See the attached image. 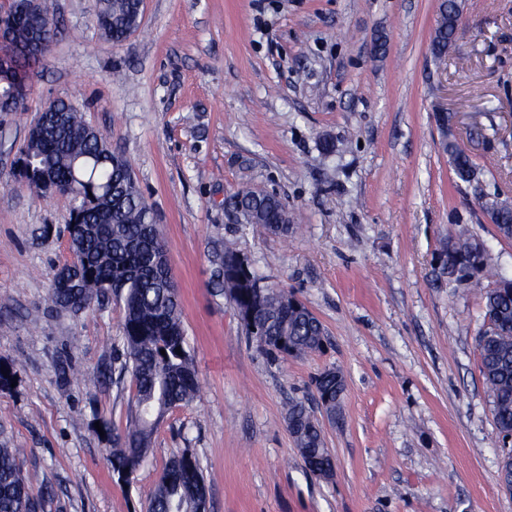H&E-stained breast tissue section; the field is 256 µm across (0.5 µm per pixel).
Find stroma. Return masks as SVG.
Listing matches in <instances>:
<instances>
[{"instance_id":"35a3bbf8","label":"stroma","mask_w":512,"mask_h":512,"mask_svg":"<svg viewBox=\"0 0 512 512\" xmlns=\"http://www.w3.org/2000/svg\"><path fill=\"white\" fill-rule=\"evenodd\" d=\"M57 34L23 108L0 112V443L21 449L43 512H146L166 461L196 456L207 512H512L477 338L488 281L450 285L448 235L477 236L512 278V240L480 207L512 198V0H464L453 47L430 54L439 0H144L115 45L98 0H54ZM78 104L128 163L166 241L199 392L168 411L126 480L109 462L134 390L115 300L55 310L71 259L69 200L17 175L47 100ZM480 170L456 177L435 115ZM278 195L293 227L237 223L230 197ZM232 239L263 285L321 321L323 351L272 359L217 295L212 253ZM342 370L336 463L311 474L287 430L294 399Z\"/></svg>"}]
</instances>
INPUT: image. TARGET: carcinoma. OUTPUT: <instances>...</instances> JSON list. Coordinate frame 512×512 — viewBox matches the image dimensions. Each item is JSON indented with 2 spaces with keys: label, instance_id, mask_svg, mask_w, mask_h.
Instances as JSON below:
<instances>
[{
  "label": "carcinoma",
  "instance_id": "carcinoma-1",
  "mask_svg": "<svg viewBox=\"0 0 512 512\" xmlns=\"http://www.w3.org/2000/svg\"><path fill=\"white\" fill-rule=\"evenodd\" d=\"M462 9V0H440L431 43L438 61L444 60L453 44ZM3 15L16 44H26L29 17L12 6ZM141 15L137 0H100L97 24L107 41L118 44L136 31ZM54 106L66 111V126H42L37 143L26 148L25 169L19 176L37 197L67 191L70 217L66 228L75 243L78 294L88 304L110 290L123 306V370L131 376L134 395L125 431L112 437L110 463L121 477L145 457L164 414L193 401L199 381L184 336L178 290L159 266L165 244L152 208L130 182L125 161L112 152L106 137L87 136V123L71 102L57 98L45 108ZM444 149L458 179L464 183L475 180L472 159L457 151L449 135ZM44 172L54 176L49 186L37 181ZM280 202L255 187H245L233 197L246 223L274 234L278 233L275 220ZM491 219L499 236L512 240V210L493 214ZM436 260L457 287L493 279L483 293L484 318L489 324L478 336V347L481 372L493 396L498 438L505 444L512 437V279L496 276L484 244L472 235L448 236ZM213 264L221 292L233 302L247 336L259 347L280 358L323 348L325 333L319 319L286 291L257 287L259 278L233 244L226 242L216 249ZM314 387L317 405L328 416L336 415L345 385L336 384L334 369L317 374ZM286 422L301 455L331 464L322 427L310 406L291 402ZM203 486L196 458L187 452L174 455L151 496L149 512H199ZM0 512H38L15 450L1 446Z\"/></svg>",
  "mask_w": 512,
  "mask_h": 512
}]
</instances>
